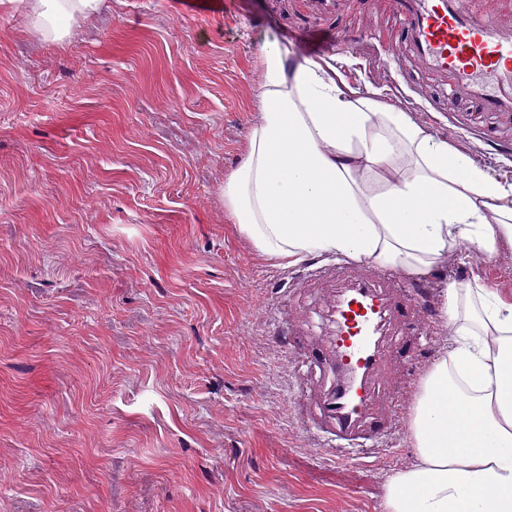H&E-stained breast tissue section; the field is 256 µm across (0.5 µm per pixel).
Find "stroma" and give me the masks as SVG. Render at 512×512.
<instances>
[{
    "label": "stroma",
    "instance_id": "1",
    "mask_svg": "<svg viewBox=\"0 0 512 512\" xmlns=\"http://www.w3.org/2000/svg\"><path fill=\"white\" fill-rule=\"evenodd\" d=\"M42 40L0 5V512H383L417 462L409 413L454 347L398 382L386 437L347 460L304 423L293 362L326 332L340 257L286 266L224 210L258 121L259 55L307 19L296 0H107ZM387 0L320 20L337 79L372 90L512 182V119L396 70ZM512 303V247L435 273Z\"/></svg>",
    "mask_w": 512,
    "mask_h": 512
}]
</instances>
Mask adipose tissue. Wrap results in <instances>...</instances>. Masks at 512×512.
<instances>
[{"label":"adipose tissue","mask_w":512,"mask_h":512,"mask_svg":"<svg viewBox=\"0 0 512 512\" xmlns=\"http://www.w3.org/2000/svg\"><path fill=\"white\" fill-rule=\"evenodd\" d=\"M28 7L60 43L103 0ZM260 63V118L223 194L261 252L290 265L336 253L425 276L449 253L512 246V183L285 43L265 42ZM442 296L456 345L421 382L418 462L392 477L384 512H512V304L483 287Z\"/></svg>","instance_id":"obj_1"}]
</instances>
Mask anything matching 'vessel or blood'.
<instances>
[{
	"label": "vessel or blood",
	"instance_id": "b4317fda",
	"mask_svg": "<svg viewBox=\"0 0 512 512\" xmlns=\"http://www.w3.org/2000/svg\"><path fill=\"white\" fill-rule=\"evenodd\" d=\"M406 63L448 97L512 117V0H389ZM331 334L309 363L323 377L311 401V429L357 458L389 423L393 371L411 337L425 334L404 281L360 264L338 266Z\"/></svg>",
	"mask_w": 512,
	"mask_h": 512
}]
</instances>
